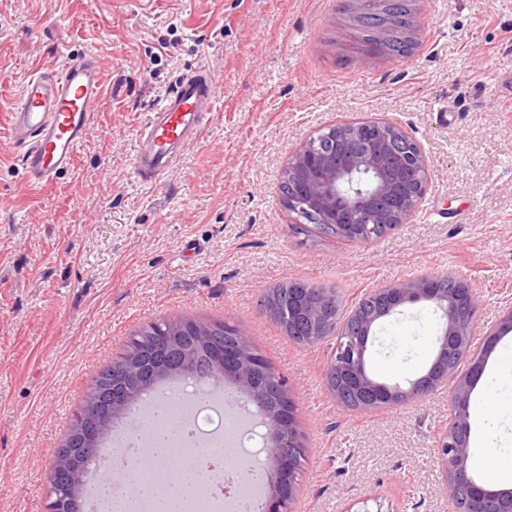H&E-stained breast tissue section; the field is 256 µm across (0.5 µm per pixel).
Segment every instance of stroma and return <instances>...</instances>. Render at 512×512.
<instances>
[{
    "label": "stroma",
    "instance_id": "35a3bbf8",
    "mask_svg": "<svg viewBox=\"0 0 512 512\" xmlns=\"http://www.w3.org/2000/svg\"><path fill=\"white\" fill-rule=\"evenodd\" d=\"M405 58L352 52L342 0H0V512H47L48 473L98 373L149 323L224 322L285 378L308 452L291 512H458L436 462L452 384L397 408L354 411L329 391L332 339L289 340L260 308L291 280L342 312L372 289L455 273L479 302L472 349L512 306V0H414ZM105 82L73 168L30 187L9 111L22 80L69 52ZM222 96L176 173L135 178V136L182 74ZM390 118L431 158L419 209L355 243L298 232L279 184L320 125ZM439 318L409 305L376 328L389 383L433 358Z\"/></svg>",
    "mask_w": 512,
    "mask_h": 512
}]
</instances>
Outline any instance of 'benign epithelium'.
<instances>
[{
  "mask_svg": "<svg viewBox=\"0 0 512 512\" xmlns=\"http://www.w3.org/2000/svg\"><path fill=\"white\" fill-rule=\"evenodd\" d=\"M386 0H360L363 20L371 25L372 37L380 45L389 41L391 17L383 11ZM371 138L364 148L349 150L353 141L366 132ZM288 191L282 193V204L294 223L324 224L340 238L361 243L373 240L376 233L396 228L420 207L431 179L430 158L424 147L392 120L376 119L354 123H336L311 131L301 146L288 158ZM404 169L413 170L420 178L409 181L400 176ZM370 295L376 307L367 319L336 342L326 368L327 386L337 394L350 384L368 397L363 409L374 406H403L419 400L432 389L454 377L450 362L462 357L470 347L473 317L477 305L471 283L454 273L423 274L375 288ZM427 302L434 306L441 320L435 340L434 356L428 369L407 387L376 380L367 369V355L378 322L400 312L407 304ZM339 312L336 294L325 292L316 302L305 298L297 302L296 314L306 328L309 344L326 339V327ZM512 332V309L497 324L487 329L486 336L496 341ZM239 340L232 346L211 350L210 376L207 384H230L253 405L264 428L266 455L272 460L266 512H286L283 491H295L297 479L291 463L277 459L274 449L294 447L306 453L297 428L296 403L290 397L285 380L271 366L256 358L247 336L237 332ZM493 345L477 352L470 372L457 380L450 404L448 431L439 441V461L445 475L448 493L457 482L475 480L468 472L467 439L459 432L469 430L468 406L472 390L483 373L486 356ZM261 369L282 394L281 404L274 410L264 407V395L256 387L254 373ZM481 496L498 503V512H512V489L479 488Z\"/></svg>",
  "mask_w": 512,
  "mask_h": 512,
  "instance_id": "benign-epithelium-1",
  "label": "benign epithelium"
}]
</instances>
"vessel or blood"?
I'll use <instances>...</instances> for the list:
<instances>
[{"instance_id":"vessel-or-blood-1","label":"vessel or blood","mask_w":512,"mask_h":512,"mask_svg":"<svg viewBox=\"0 0 512 512\" xmlns=\"http://www.w3.org/2000/svg\"><path fill=\"white\" fill-rule=\"evenodd\" d=\"M103 79L95 54H67L54 72L24 78L10 114V132L22 150L29 186L54 184L68 172L76 152L97 117ZM214 79L204 71L183 76L156 105L138 131L134 174L145 186L174 175L184 147L206 130V109L220 96Z\"/></svg>"}]
</instances>
